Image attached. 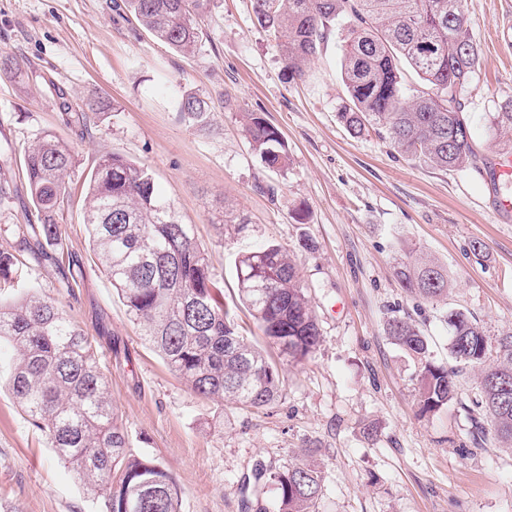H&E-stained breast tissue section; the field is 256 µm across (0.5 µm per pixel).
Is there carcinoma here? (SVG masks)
Listing matches in <instances>:
<instances>
[{
  "label": "carcinoma",
  "instance_id": "cac0c4a2",
  "mask_svg": "<svg viewBox=\"0 0 512 512\" xmlns=\"http://www.w3.org/2000/svg\"><path fill=\"white\" fill-rule=\"evenodd\" d=\"M137 23L157 40L190 53L199 41L197 17L205 0H125ZM258 25L275 38L299 77L339 17L349 25L341 44V78L347 103L339 112L348 131L372 129L400 155L443 171H461L475 159L465 112L479 49L466 14V0H252ZM178 111L197 124L206 103L183 95ZM490 129L512 131V100L493 113ZM245 132L253 153L272 170L288 166V144L263 117L250 113ZM24 172L37 223L25 225L37 246L65 250L59 212L69 197L73 154L47 134L24 152ZM93 250L121 296L128 315L168 368L197 394L217 403L263 410L283 396L284 377L265 350L240 329L224 307L207 253L190 225L159 198L149 171L116 153L100 159L86 194ZM23 261L0 251V283L17 278ZM239 298L267 342L301 362L320 346L317 315L288 249L275 243L241 254ZM405 290L435 300L448 294V271L433 262L397 263ZM452 365L434 362L430 344L406 316L386 322L390 340L418 360L421 412L435 413L458 397L455 377L480 371L470 412L479 428L489 425L512 451V331L491 341L469 313L448 309ZM17 362L10 390L33 427L58 458L102 499L101 512H181L174 477L161 462L138 456L112 406V393L95 349L53 301L35 294L0 303V342ZM270 486L276 512H314L324 476L303 461L284 470L256 471Z\"/></svg>",
  "mask_w": 512,
  "mask_h": 512
}]
</instances>
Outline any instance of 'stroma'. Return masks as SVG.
<instances>
[{
  "label": "stroma",
  "instance_id": "obj_1",
  "mask_svg": "<svg viewBox=\"0 0 512 512\" xmlns=\"http://www.w3.org/2000/svg\"><path fill=\"white\" fill-rule=\"evenodd\" d=\"M481 65L466 96L478 160L442 171L396 153L377 133L351 136L337 114L346 99L337 25L303 77L293 76L273 37L254 20L252 0H208L200 39L185 55L158 41L124 0H0V251L21 252L9 301L37 293L93 340L133 453L161 461L181 489V512H271L256 468L285 469L302 450L323 471L316 512H512V452L492 432L476 434L467 406L477 375L463 370L458 398L420 411L416 360L385 332L394 312L428 337L434 361L449 363L442 314L459 308L489 334L512 329V217L495 213L485 166L512 149L489 128L512 98V45L499 42L512 0H467ZM207 102L206 126L182 118L177 98ZM100 102L87 133L67 113ZM256 112L288 143L287 169L272 171L250 150L243 121ZM75 158L71 199L60 213L76 284L55 265L21 251L34 204L23 153L44 133ZM117 153L144 166L161 196L191 225L210 256L224 301L257 345L237 293L239 254L267 243L295 256L323 341L307 360L271 350L285 379L268 410L220 405L197 395L146 343L89 243L86 187L98 158ZM239 221H220L219 201ZM311 249H303V242ZM481 242L474 253L473 242ZM414 253L447 268V297L407 293L397 259ZM16 363L0 346V512H97L91 491L60 462L13 398ZM374 423L377 437L362 427Z\"/></svg>",
  "mask_w": 512,
  "mask_h": 512
}]
</instances>
